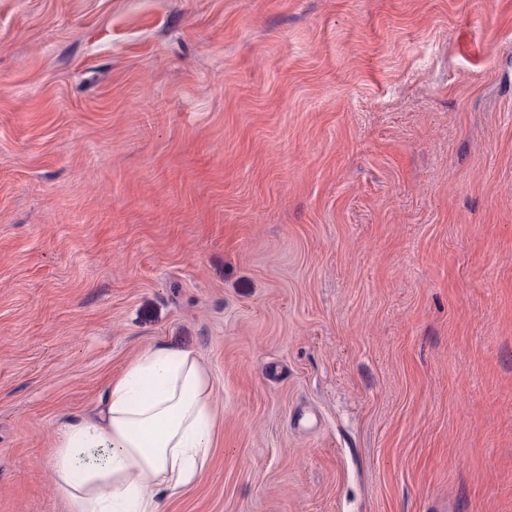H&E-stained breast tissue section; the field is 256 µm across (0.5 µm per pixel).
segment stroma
<instances>
[{
  "instance_id": "35a3bbf8",
  "label": "stroma",
  "mask_w": 512,
  "mask_h": 512,
  "mask_svg": "<svg viewBox=\"0 0 512 512\" xmlns=\"http://www.w3.org/2000/svg\"><path fill=\"white\" fill-rule=\"evenodd\" d=\"M156 346L158 512H512V0H0V512Z\"/></svg>"
}]
</instances>
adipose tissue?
Listing matches in <instances>:
<instances>
[{"label": "adipose tissue", "instance_id": "1", "mask_svg": "<svg viewBox=\"0 0 512 512\" xmlns=\"http://www.w3.org/2000/svg\"><path fill=\"white\" fill-rule=\"evenodd\" d=\"M213 383L189 350L155 347L128 366L93 418L62 426L52 458L71 512H157L195 482L214 445Z\"/></svg>", "mask_w": 512, "mask_h": 512}]
</instances>
